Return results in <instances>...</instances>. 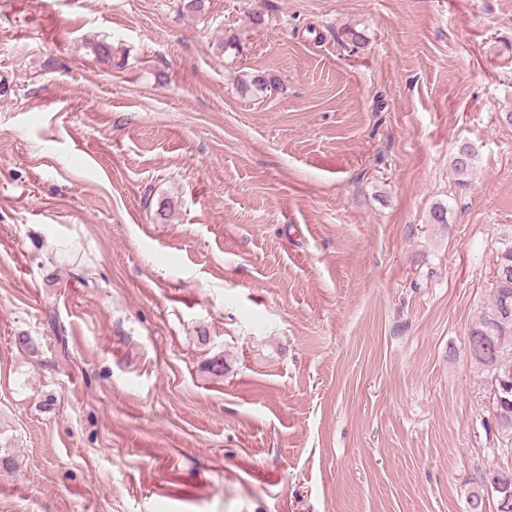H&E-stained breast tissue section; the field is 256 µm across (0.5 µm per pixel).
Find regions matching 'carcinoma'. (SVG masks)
Segmentation results:
<instances>
[{
	"mask_svg": "<svg viewBox=\"0 0 512 512\" xmlns=\"http://www.w3.org/2000/svg\"><path fill=\"white\" fill-rule=\"evenodd\" d=\"M278 80L263 72L247 74L244 86L265 89ZM476 150L469 144L458 147L452 167L460 178L467 177L476 163ZM497 269L502 280L492 284L490 302L470 329L467 353L482 369L488 384L497 386L498 398L492 410L499 438L498 454L512 448V233L498 253ZM491 502L498 512H512V466L500 465L480 474L479 481L466 497V512H483Z\"/></svg>",
	"mask_w": 512,
	"mask_h": 512,
	"instance_id": "cac0c4a2",
	"label": "carcinoma"
}]
</instances>
